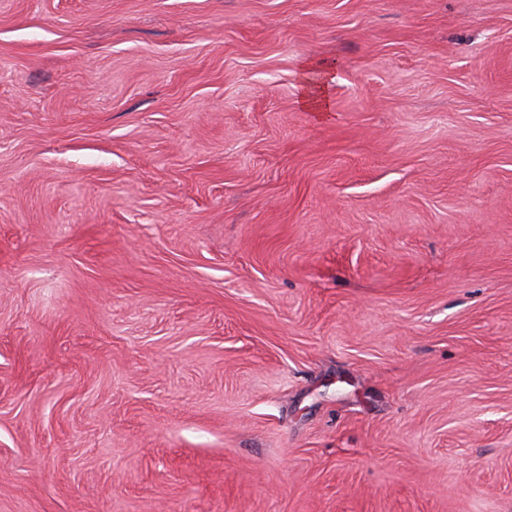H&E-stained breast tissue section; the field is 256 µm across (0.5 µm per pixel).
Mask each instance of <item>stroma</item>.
Here are the masks:
<instances>
[{"label": "stroma", "mask_w": 512, "mask_h": 512, "mask_svg": "<svg viewBox=\"0 0 512 512\" xmlns=\"http://www.w3.org/2000/svg\"><path fill=\"white\" fill-rule=\"evenodd\" d=\"M0 512H512V0H0Z\"/></svg>", "instance_id": "stroma-1"}]
</instances>
